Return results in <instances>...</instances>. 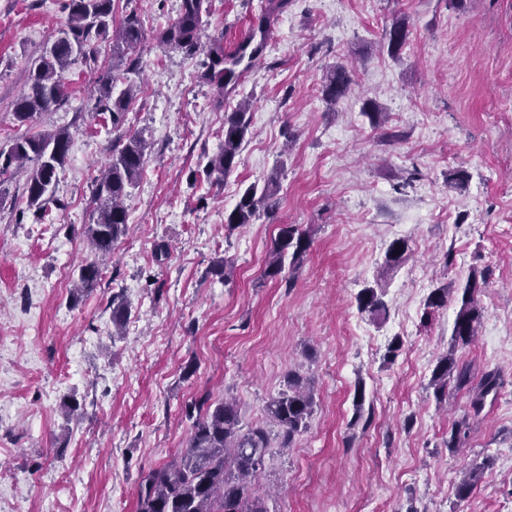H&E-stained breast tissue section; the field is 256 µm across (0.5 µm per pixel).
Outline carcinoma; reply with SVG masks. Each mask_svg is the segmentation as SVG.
Returning <instances> with one entry per match:
<instances>
[{"mask_svg": "<svg viewBox=\"0 0 512 512\" xmlns=\"http://www.w3.org/2000/svg\"><path fill=\"white\" fill-rule=\"evenodd\" d=\"M205 0H182L178 18L159 32L160 42L172 49L191 50L198 44ZM69 10L67 29L57 37L49 51L35 60L28 89L14 104V118L23 126L35 115L49 112L65 100L62 74L78 58L96 60V43L106 39L113 14V0H67ZM408 29L403 20L392 23L386 32L387 51L396 55L406 44ZM142 38V22L131 14L112 35V56H124ZM209 78L224 85V76L235 75L234 67L241 58L229 61L224 67V44L216 41L210 47ZM351 89V78L341 67L328 71L323 77L325 101L334 104ZM134 97V85L129 84L114 93L112 76L106 75L100 84L95 108L112 115L113 127L123 121ZM251 131L249 105L238 104L224 113V134L221 148L207 163V173L221 179L234 171L239 162L242 145ZM70 135L64 130L21 136L0 149V178L11 167L26 161L34 169L26 185L27 203L41 209L51 200L50 191L56 183L57 172L66 160ZM146 157V146L137 136L118 139L112 144V158L99 180L93 203L97 217L86 224L83 234L91 249L99 256H112L116 243L128 232V213L123 200L140 177ZM278 173L271 174L263 188L251 184L239 194L233 210L224 216L228 229L243 228L264 213L276 210L274 188ZM311 244V233L298 224H281L270 248L264 276L276 279L290 266L300 265ZM102 276L96 263L79 267L75 291L79 295L92 292ZM460 294V307L454 321L451 348L437 361L431 386L436 397L447 393L448 384L457 390L471 393L470 407L478 415L488 395L497 393L499 375L485 373L480 382L471 385L470 368L455 358V349L471 344L478 335L483 308L480 306L478 274L469 275L463 288L448 285L433 289L427 308L439 309L448 298ZM360 312L371 314L386 309L383 294L375 288H365L356 296ZM131 313L123 294L112 295V324L120 335ZM313 389L298 373H288L286 389L272 397L266 405V420L246 425L241 422L236 404L227 399L212 402L204 397L192 404L187 412L193 420L185 448L170 462L150 471L138 485V512H268L263 498L255 495L253 484L269 448V424L279 428L280 447L291 448L295 437L305 432L314 413ZM490 460L485 459L471 468L456 486V497L466 499L480 483Z\"/></svg>", "mask_w": 512, "mask_h": 512, "instance_id": "carcinoma-1", "label": "carcinoma"}]
</instances>
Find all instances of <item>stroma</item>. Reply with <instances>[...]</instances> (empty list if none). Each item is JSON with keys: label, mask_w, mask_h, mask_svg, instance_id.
I'll return each mask as SVG.
<instances>
[{"label": "stroma", "mask_w": 512, "mask_h": 512, "mask_svg": "<svg viewBox=\"0 0 512 512\" xmlns=\"http://www.w3.org/2000/svg\"><path fill=\"white\" fill-rule=\"evenodd\" d=\"M64 2L0 0V148L70 133L42 216L24 193L32 165L0 181V466L14 474L0 481V512H137L141 479L186 444L188 404L228 395L251 424L294 369L313 380L317 407L293 448L266 455L254 490L269 512H512V0H289L279 13L269 0H209L193 52L158 41L182 0H114L112 29L136 12L140 43L119 61L101 43L96 61L64 72L61 106L18 125L14 102L66 28ZM261 18L266 47L246 78L228 90L206 80L213 41L232 46ZM396 19L410 34L392 56L385 33ZM337 66L353 84L331 106L321 80ZM108 71L117 88L137 87L117 130L94 109ZM243 101L252 134L239 164L206 177L224 114ZM126 135L147 146L125 201L130 231L97 289L77 299L95 179ZM459 167L468 181L449 186ZM274 172L275 215L228 229L240 191ZM282 224L313 239L299 268L270 280ZM397 239L408 251L390 266ZM474 269L486 273L484 312L457 358L477 377L499 370L503 385L451 452L469 396L452 390L441 402L429 383L460 302L430 314L426 300ZM368 287L382 291L384 319L358 311ZM117 292L131 303L118 339ZM359 390L370 422L354 428ZM72 396L80 416L70 420ZM487 458L458 500L463 471ZM490 460L485 459L471 468L456 486V496L460 500L466 499L480 483L484 471L489 467Z\"/></svg>", "instance_id": "stroma-1"}]
</instances>
